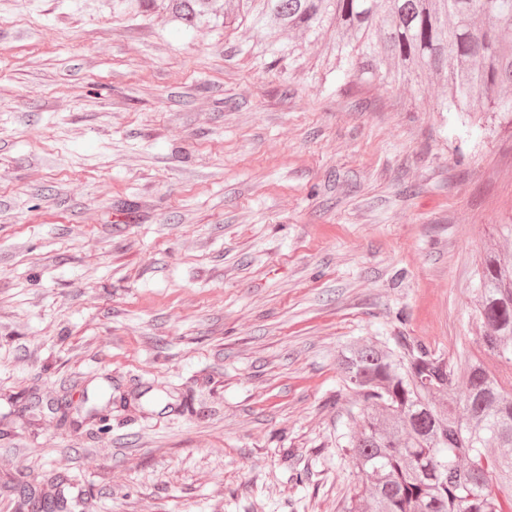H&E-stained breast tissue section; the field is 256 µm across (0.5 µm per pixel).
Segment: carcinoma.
Returning <instances> with one entry per match:
<instances>
[{
	"mask_svg": "<svg viewBox=\"0 0 512 512\" xmlns=\"http://www.w3.org/2000/svg\"><path fill=\"white\" fill-rule=\"evenodd\" d=\"M160 5L177 26L209 21V0H137ZM248 27L271 41L272 63L303 43L325 41L346 73L378 71L401 86L448 89L446 111L492 114L512 129V0H237L224 28ZM479 344L512 368V259L486 255L478 269ZM356 398L358 429L345 448L360 474L345 512H512V379L485 358L460 365L423 342L354 341L338 357ZM18 497L64 512L60 496L29 486Z\"/></svg>",
	"mask_w": 512,
	"mask_h": 512,
	"instance_id": "1",
	"label": "carcinoma"
}]
</instances>
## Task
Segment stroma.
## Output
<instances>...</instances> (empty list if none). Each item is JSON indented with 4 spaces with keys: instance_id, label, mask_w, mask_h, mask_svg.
<instances>
[{
    "instance_id": "35a3bbf8",
    "label": "stroma",
    "mask_w": 512,
    "mask_h": 512,
    "mask_svg": "<svg viewBox=\"0 0 512 512\" xmlns=\"http://www.w3.org/2000/svg\"><path fill=\"white\" fill-rule=\"evenodd\" d=\"M265 39L0 0V512H344L343 346L479 354L512 130ZM303 47L302 42L288 41V43L279 42L277 39H272L266 48L262 51V55L271 54L273 60L269 64H276L286 58L290 59L296 52H299ZM18 497L29 507L41 509L43 512H64V500L60 496L42 493L29 486L16 488Z\"/></svg>"
}]
</instances>
